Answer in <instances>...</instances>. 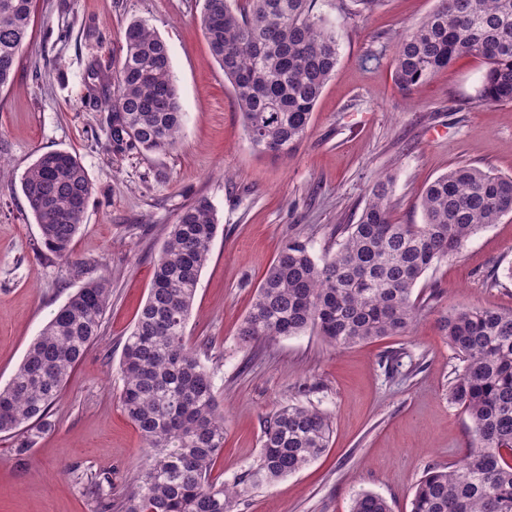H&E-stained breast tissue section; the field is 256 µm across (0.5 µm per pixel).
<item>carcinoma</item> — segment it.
I'll return each instance as SVG.
<instances>
[{
    "instance_id": "carcinoma-1",
    "label": "carcinoma",
    "mask_w": 512,
    "mask_h": 512,
    "mask_svg": "<svg viewBox=\"0 0 512 512\" xmlns=\"http://www.w3.org/2000/svg\"><path fill=\"white\" fill-rule=\"evenodd\" d=\"M317 2L203 0L201 25L211 56L260 154L286 156L300 144L336 68L338 32L315 11ZM33 5L0 0V88L13 80ZM123 50L112 88L96 96L112 112V151H170L183 112L168 47L145 22L133 21ZM462 56L487 61L481 103H512V0H438L397 42L395 82L410 91ZM21 190L40 228L39 251L68 260L93 190L80 159L67 150L40 155L22 176ZM390 192V182H375L357 223L342 228L336 251L316 259L305 241L282 247L240 326L242 345L308 330L337 348L399 335L417 321L413 294L421 276L512 213V177L475 167L456 166L428 185L421 224L392 222ZM217 230L205 198L169 225L146 302L123 345L120 403L141 435L145 462L121 512H234L241 492L299 472L329 446L331 416L289 404L266 418L258 457L232 484L213 478L224 451V413L186 328ZM111 299L105 279L71 294L0 388V432L20 433L19 460L51 427V410L100 336ZM440 325L463 362L448 397L472 421L471 450L454 466L428 468L409 512H512V310H455ZM85 489L97 512H112V492L103 481L94 478ZM351 512L392 507L363 492Z\"/></svg>"
}]
</instances>
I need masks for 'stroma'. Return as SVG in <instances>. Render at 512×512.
I'll return each instance as SVG.
<instances>
[{"label": "stroma", "mask_w": 512, "mask_h": 512, "mask_svg": "<svg viewBox=\"0 0 512 512\" xmlns=\"http://www.w3.org/2000/svg\"><path fill=\"white\" fill-rule=\"evenodd\" d=\"M203 0H35L30 37L11 86L0 89V385L67 298L109 279L101 335L53 407L52 426L26 461L0 434V512H96L83 486L112 482V499L142 461V439L119 403L123 344L143 307L169 224L197 199L219 229L203 269L186 334L208 341L207 366L224 411V482L260 452L266 417L300 403L328 413V450L275 484L238 497L236 512H350L358 493L409 512L428 467L460 461L471 421L448 399L461 365L439 321L470 307L512 310V214L428 269L414 290L415 327L343 349L308 331L250 348L239 327L268 265L291 240L315 256L336 251L374 182L390 179L391 215L422 221L425 187L452 167L512 176V103H479L486 64L465 56L412 92L394 81L395 39L436 0H382L365 16L351 0H319L340 34L336 70L311 128L288 156L258 154L247 140L231 85L200 25ZM145 22L169 48L184 112L175 149L116 155L96 73L122 59L129 22ZM76 153L93 186L69 260L37 254L40 230L20 179L42 153Z\"/></svg>", "instance_id": "stroma-1"}]
</instances>
